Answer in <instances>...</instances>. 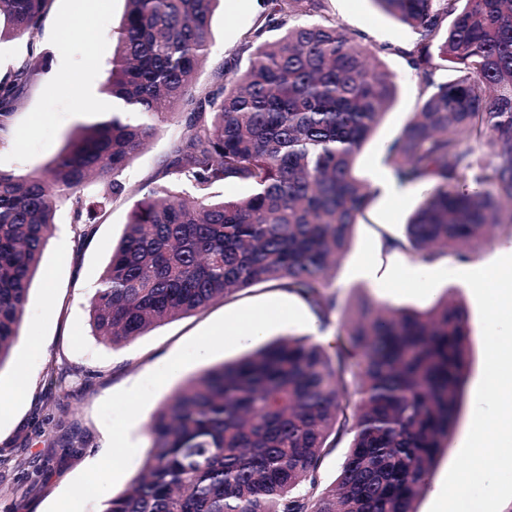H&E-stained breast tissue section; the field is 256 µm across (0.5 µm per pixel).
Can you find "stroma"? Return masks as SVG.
Returning a JSON list of instances; mask_svg holds the SVG:
<instances>
[{
    "mask_svg": "<svg viewBox=\"0 0 512 512\" xmlns=\"http://www.w3.org/2000/svg\"><path fill=\"white\" fill-rule=\"evenodd\" d=\"M124 10L125 0H50L34 39L0 45V76L20 63L29 48L49 56L47 71L25 91L14 113L9 141L0 146L1 169L19 174L42 170L78 126L99 120L93 107L104 99L102 88L109 77ZM84 12L88 22L76 27L75 15ZM322 15L342 23L350 36H365L397 77L396 98L356 160L357 175L377 190L380 181L390 176L386 149L421 102V78L400 54L417 33L380 10L373 0H324ZM319 16L301 13L293 21L314 23ZM259 20L257 0H223L212 18L208 56L196 75L198 85L213 84L227 62L237 61L242 68L248 65V56L237 55L236 50ZM180 129L179 118L163 123L146 150L124 170L126 193L113 199L91 226L73 224L67 205L56 211V229L31 283L20 335L0 368V391L9 387L16 369H23L29 379L26 395L0 411V512H103L106 501L123 494L141 470L152 446L147 431L152 414L188 378L240 359L259 342L313 332L315 316L299 299L277 288H249L116 348L93 335L89 310L95 286L143 187L173 184V177L162 175L159 165ZM425 193L421 186L393 197L377 191L364 219L354 227L350 249L332 278V290L342 303L360 296L377 305L423 310L447 289L456 288L468 310L473 333L464 401L438 459L432 487L416 501L417 512H430L432 488L443 483L466 440L483 373L477 303L456 274L490 264L499 258L503 245L497 238L471 260H439V267L454 270L455 276L439 284L430 297H400L377 287L363 277V268L387 269L406 260L401 253L382 254L381 232L402 236L404 224ZM253 310L271 316L260 339L241 342L222 333V326ZM115 432L137 448L117 473L103 459ZM33 455L48 458L44 471L34 474L27 468L25 461ZM91 483L97 485V493L82 495V487Z\"/></svg>",
    "mask_w": 512,
    "mask_h": 512,
    "instance_id": "obj_1",
    "label": "stroma"
}]
</instances>
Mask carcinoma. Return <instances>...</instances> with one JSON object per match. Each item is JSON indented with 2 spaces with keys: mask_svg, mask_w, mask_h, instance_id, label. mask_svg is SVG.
<instances>
[{
  "mask_svg": "<svg viewBox=\"0 0 512 512\" xmlns=\"http://www.w3.org/2000/svg\"><path fill=\"white\" fill-rule=\"evenodd\" d=\"M49 2L0 0V41L34 38ZM218 2L126 0L105 86L117 110L69 136L42 172L0 169V368L58 203L86 223L125 193L122 173L159 122L181 116L161 171L195 196L151 188L136 203L96 286L94 335L120 346L262 286L299 298L322 329L336 325L335 338H282L188 379L150 420L142 472L104 512H417L460 412L472 340L464 304L448 292L422 312L359 298L341 309L329 293L375 196L355 163L396 77L333 19L290 25L323 0H267L242 40L248 66L199 88ZM373 2L419 34L400 54L425 98L387 160L400 184L430 186L404 236L381 232L383 251L419 264L469 259L512 237V0ZM433 44L455 78L436 80ZM46 65L32 50L0 77V144ZM90 179L105 187L95 202L81 193ZM228 179L250 194L210 195ZM345 436L339 474L323 488L322 458Z\"/></svg>",
  "mask_w": 512,
  "mask_h": 512,
  "instance_id": "cac0c4a2",
  "label": "carcinoma"
}]
</instances>
